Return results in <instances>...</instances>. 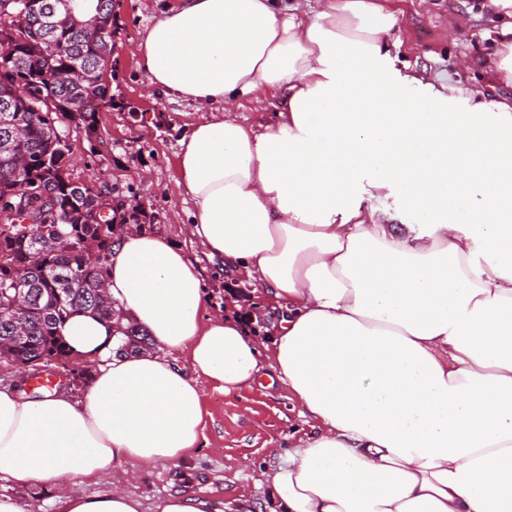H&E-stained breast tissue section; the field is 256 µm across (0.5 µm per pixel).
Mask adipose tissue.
Segmentation results:
<instances>
[{
    "label": "adipose tissue",
    "instance_id": "1",
    "mask_svg": "<svg viewBox=\"0 0 512 512\" xmlns=\"http://www.w3.org/2000/svg\"><path fill=\"white\" fill-rule=\"evenodd\" d=\"M486 8L490 70L512 85V0ZM396 23L386 0H169L134 54L155 93L208 112L178 155L186 233L286 313L264 344L209 311L180 246L117 234L108 296L189 365L142 351L80 400L0 391V477L54 489L179 466L204 439L202 384L227 394L268 364L316 423L258 473L281 512H512V102L395 69ZM261 89L282 108L254 127L236 109ZM376 193L412 223L376 213ZM63 334L88 366L113 344L90 315ZM57 502L144 512L118 489Z\"/></svg>",
    "mask_w": 512,
    "mask_h": 512
}]
</instances>
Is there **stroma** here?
Instances as JSON below:
<instances>
[{"label": "stroma", "instance_id": "obj_1", "mask_svg": "<svg viewBox=\"0 0 512 512\" xmlns=\"http://www.w3.org/2000/svg\"><path fill=\"white\" fill-rule=\"evenodd\" d=\"M166 0H115L117 32L112 50V103L99 114V137L71 139V173L75 179L107 184L113 200L142 204L153 218V231L181 246L197 248L185 232L193 202L179 187L180 140L201 115L184 102L153 92L133 46L162 11ZM402 41L396 68H410L441 79L451 87L494 85L501 97L512 86L493 84L488 54L496 37L494 21L481 16V0H391ZM206 293L213 307L225 308L228 297L252 312L258 336L270 339L280 320L278 304L258 299L248 280L227 284L207 277ZM261 383L222 394L205 389L207 443L181 466L160 464L141 475L135 492L156 500L178 488L218 498L224 512H273L267 487L257 485L255 471L267 466L270 444L287 447L311 425L300 417L273 368ZM249 457L251 469L236 462Z\"/></svg>", "mask_w": 512, "mask_h": 512}]
</instances>
